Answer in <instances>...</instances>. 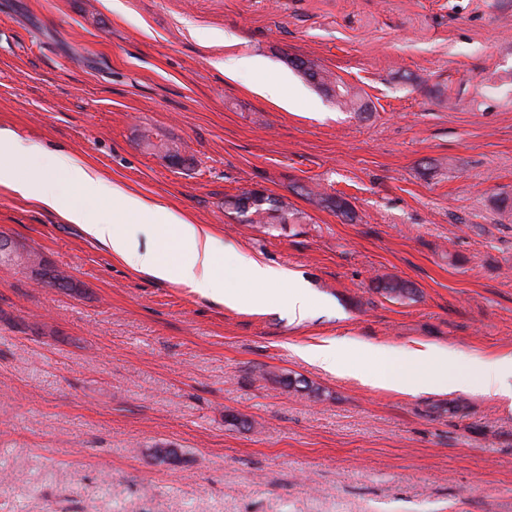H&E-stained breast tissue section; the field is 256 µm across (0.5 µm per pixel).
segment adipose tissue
<instances>
[{
    "instance_id": "1",
    "label": "adipose tissue",
    "mask_w": 512,
    "mask_h": 512,
    "mask_svg": "<svg viewBox=\"0 0 512 512\" xmlns=\"http://www.w3.org/2000/svg\"><path fill=\"white\" fill-rule=\"evenodd\" d=\"M0 143L10 144L12 149L11 158L0 161V186L55 212L67 223L78 225L88 237L135 271L178 284L229 308L252 312L265 309L257 292L259 286L284 284L288 287V307L293 317L306 318L311 307L310 295L286 270L252 258L244 260L240 269L222 270L220 243L182 214L107 182L93 168L64 153L51 156L50 163L68 186L83 193V200L51 188L40 169H33L27 178H18L16 165L31 158L30 148L5 129H0ZM96 198L111 202V214H97L88 207V200ZM129 224H141L160 233L159 246L140 248L134 236L125 230ZM296 353L323 371L357 379L371 389L418 395L450 394L470 388L467 377L452 370L457 352L438 344L419 342L392 354L380 351L382 366L376 370L345 361L341 342L335 337L297 347ZM476 368L480 393L512 405V354L478 361Z\"/></svg>"
}]
</instances>
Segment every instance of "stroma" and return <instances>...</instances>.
<instances>
[{
	"label": "stroma",
	"instance_id": "obj_1",
	"mask_svg": "<svg viewBox=\"0 0 512 512\" xmlns=\"http://www.w3.org/2000/svg\"><path fill=\"white\" fill-rule=\"evenodd\" d=\"M243 54L263 74L225 75ZM0 128L312 297L301 322L280 286L266 312L227 308L0 187V234L68 279L0 262V512H512L511 407L370 389L292 351L512 353V0H0ZM252 190L299 222L225 209ZM386 276L414 299L378 292ZM290 63L300 71L310 72L315 69L308 60L293 58L290 59ZM300 71L298 72L301 73ZM302 75L309 83L327 92H335L334 88L337 87L339 92L334 93L333 96L336 98V106L340 110L357 113H363L368 110V104L359 88L343 83L337 78L334 79L328 71L316 66L315 72L309 75V77H306L305 74ZM257 91L267 101L288 109L289 92L280 80L265 79L258 84Z\"/></svg>",
	"mask_w": 512,
	"mask_h": 512
}]
</instances>
